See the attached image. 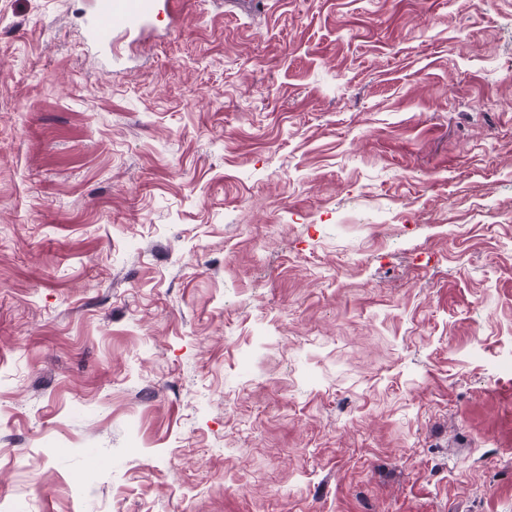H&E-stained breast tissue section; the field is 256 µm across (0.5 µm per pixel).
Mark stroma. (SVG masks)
Segmentation results:
<instances>
[{
	"label": "stroma",
	"mask_w": 512,
	"mask_h": 512,
	"mask_svg": "<svg viewBox=\"0 0 512 512\" xmlns=\"http://www.w3.org/2000/svg\"><path fill=\"white\" fill-rule=\"evenodd\" d=\"M0 0V512H512V0ZM175 0H90L85 18L83 43L88 51L106 52L112 59V43L119 35L140 34L155 29V22L165 12L171 23L180 21Z\"/></svg>",
	"instance_id": "1"
}]
</instances>
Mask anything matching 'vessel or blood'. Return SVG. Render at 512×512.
Instances as JSON below:
<instances>
[{
	"label": "vessel or blood",
	"instance_id": "b4317fda",
	"mask_svg": "<svg viewBox=\"0 0 512 512\" xmlns=\"http://www.w3.org/2000/svg\"><path fill=\"white\" fill-rule=\"evenodd\" d=\"M163 14L179 22L176 0H89L83 43L94 53L111 52L117 35L152 30Z\"/></svg>",
	"mask_w": 512,
	"mask_h": 512
}]
</instances>
